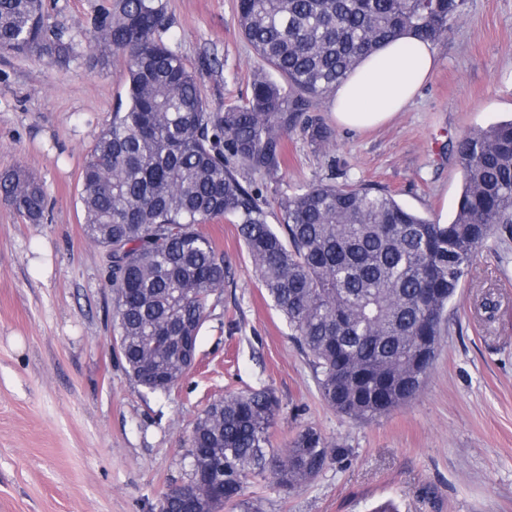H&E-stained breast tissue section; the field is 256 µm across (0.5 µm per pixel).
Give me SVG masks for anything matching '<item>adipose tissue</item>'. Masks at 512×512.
<instances>
[{"label":"adipose tissue","mask_w":512,"mask_h":512,"mask_svg":"<svg viewBox=\"0 0 512 512\" xmlns=\"http://www.w3.org/2000/svg\"><path fill=\"white\" fill-rule=\"evenodd\" d=\"M438 63L435 46L412 32L363 57L329 95L338 126L361 131L407 109Z\"/></svg>","instance_id":"obj_1"}]
</instances>
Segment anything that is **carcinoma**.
Masks as SVG:
<instances>
[{"instance_id": "cac0c4a2", "label": "carcinoma", "mask_w": 512, "mask_h": 512, "mask_svg": "<svg viewBox=\"0 0 512 512\" xmlns=\"http://www.w3.org/2000/svg\"><path fill=\"white\" fill-rule=\"evenodd\" d=\"M467 0H238L244 38L272 72L258 70L246 97L213 110L199 77L164 40L162 0H113L86 30L124 61L112 123L82 170L88 237L107 251L113 330L131 377L168 392L191 366L161 336H199L224 287V252L198 226L238 225L262 288L315 371L323 400L356 422L412 400L431 367L448 305L495 225L512 224V120L461 136L452 151L462 189L451 221L410 211L384 189L320 180L276 201L278 225L237 169L279 178L284 140L300 122L315 144L331 129L308 116L316 102L382 43L412 31L436 44ZM75 40L48 22L44 0H0V53L59 62ZM0 195L31 224L44 218V187L20 169L0 173ZM280 412L268 388L228 394L195 420L190 469L165 494L167 512L193 500L210 512L241 496L246 477L271 467L295 491L325 467L313 427L271 455ZM224 479V500L214 499Z\"/></svg>"}]
</instances>
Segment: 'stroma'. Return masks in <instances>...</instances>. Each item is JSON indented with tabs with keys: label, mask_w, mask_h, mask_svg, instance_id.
Returning a JSON list of instances; mask_svg holds the SVG:
<instances>
[{
	"label": "stroma",
	"mask_w": 512,
	"mask_h": 512,
	"mask_svg": "<svg viewBox=\"0 0 512 512\" xmlns=\"http://www.w3.org/2000/svg\"><path fill=\"white\" fill-rule=\"evenodd\" d=\"M109 0H45L52 24L83 29ZM168 43L192 67L211 108L240 102L262 59L243 38L236 0H163ZM439 63L406 112L365 132L334 127L329 145L288 135L280 179L242 172L261 201L335 175L395 194L446 222L461 192L451 151L463 133L512 118V0H467ZM80 42L63 63L0 55V170L21 167L45 187L43 223L0 199V512H157L181 484L196 416L231 392L267 387L284 453L311 426L340 458L286 493L251 474L224 512H512V224L496 225L448 307L418 395L357 423L321 398L312 367L257 279L237 225H202L228 274L210 302L197 365L167 394L126 372L112 327L103 249L84 234L80 179L107 129L123 62ZM497 303L487 315L484 299Z\"/></svg>",
	"instance_id": "35a3bbf8"
}]
</instances>
